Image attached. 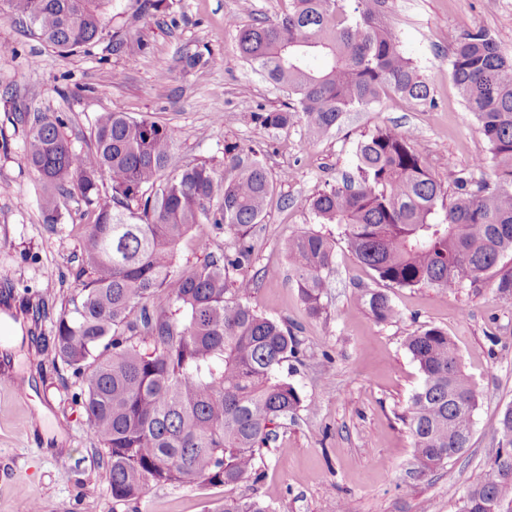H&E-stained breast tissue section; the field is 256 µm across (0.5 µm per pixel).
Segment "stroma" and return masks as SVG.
<instances>
[{
	"label": "stroma",
	"instance_id": "stroma-1",
	"mask_svg": "<svg viewBox=\"0 0 512 512\" xmlns=\"http://www.w3.org/2000/svg\"><path fill=\"white\" fill-rule=\"evenodd\" d=\"M385 12L404 52L427 77L434 107L391 94L343 113L336 128L313 140L300 117L281 130L252 120V112L284 108L289 97L239 56L235 32L225 25L234 14L248 23L238 0H169L167 10L154 14L143 0H114L92 52L65 57L0 0V303L9 302L28 324L19 365L0 356V512H18L30 501L40 512H214L225 497L255 495L272 512H457L459 497L489 478L496 422L512 404V297L501 296L490 281L453 293L388 285L355 258L338 226L318 223L309 201L325 185L355 176L356 147L379 126L412 134L449 191L456 177L474 173L476 159H490L489 144L449 75L452 45L464 32L483 28L498 34L512 57V0H387ZM116 32L134 49L113 51ZM183 50L210 55L212 62L182 72L177 58ZM24 112L61 117L78 151L90 146L99 113L148 116L174 130V165L206 160L223 168L225 145L237 143L252 149L277 180L265 218L249 237L253 260L234 276L256 280L259 313L287 324L300 340L299 354L278 375L303 404L277 425L276 440L257 460V482L152 485L137 502L113 503L80 381L43 346L77 292L73 273L89 208L69 196L60 224L44 223L42 184L23 157ZM309 230L338 239L317 317L288 279L283 250L289 236ZM232 243L224 231L191 235L177 261L195 265ZM268 267L279 268L280 277L264 278ZM363 288L389 296L396 310L390 321H376L357 302ZM425 327L447 332L478 394L469 448L427 474L399 419L422 381L405 340ZM10 376L21 388L7 385ZM45 410L65 436L53 453L37 425Z\"/></svg>",
	"mask_w": 512,
	"mask_h": 512
}]
</instances>
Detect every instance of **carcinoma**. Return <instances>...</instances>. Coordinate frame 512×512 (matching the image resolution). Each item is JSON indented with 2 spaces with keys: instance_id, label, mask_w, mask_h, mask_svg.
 I'll return each mask as SVG.
<instances>
[{
  "instance_id": "1",
  "label": "carcinoma",
  "mask_w": 512,
  "mask_h": 512,
  "mask_svg": "<svg viewBox=\"0 0 512 512\" xmlns=\"http://www.w3.org/2000/svg\"><path fill=\"white\" fill-rule=\"evenodd\" d=\"M111 2L9 0L62 54L95 46ZM384 3L290 0L276 21L230 19L241 58L295 103L291 112L262 109L252 120L277 130L300 113L318 138L343 113L389 92L434 106L429 82L385 21ZM179 63L190 71L207 60L183 51ZM450 76L490 146L494 182L459 176L447 200L414 138L378 127L357 146V176L319 191L311 209L319 223L341 226L356 259L382 281L455 292L496 276L497 291L509 294L512 273H500V265L512 254V58L488 30L468 31L455 41ZM63 126L58 116L34 115L24 156L44 185V223H60L61 197L72 191L95 212L81 238L78 293L50 339L84 385L80 396L102 444L97 453L112 500L129 504L150 485L257 479V457L274 439L277 421L302 404L297 389L277 375L300 341L253 307V280L230 278L252 261L248 237L264 219L273 178L235 146L224 147V176L205 161L171 172L175 133L148 118L101 113L86 151L71 147ZM213 230L231 234L234 251L178 268L182 239ZM284 249L307 311L320 315L336 238L302 232ZM358 300L378 322L395 314L383 292L362 288ZM148 338L150 352L141 347ZM406 348L422 383L400 420L422 472H431L469 448L478 395L443 330L421 329ZM496 432L491 476L459 500L469 512H491L493 499L512 504V405L500 413ZM216 512L271 510L257 496L226 497Z\"/></svg>"
}]
</instances>
